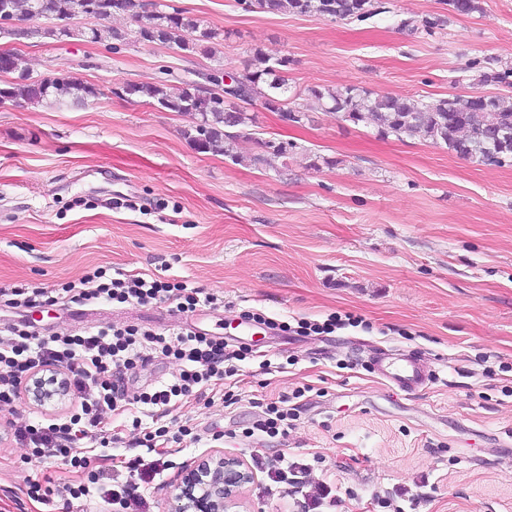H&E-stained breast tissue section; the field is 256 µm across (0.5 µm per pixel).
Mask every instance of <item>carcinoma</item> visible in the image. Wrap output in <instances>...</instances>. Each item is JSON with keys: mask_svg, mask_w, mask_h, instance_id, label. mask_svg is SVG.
I'll list each match as a JSON object with an SVG mask.
<instances>
[{"mask_svg": "<svg viewBox=\"0 0 512 512\" xmlns=\"http://www.w3.org/2000/svg\"><path fill=\"white\" fill-rule=\"evenodd\" d=\"M121 9L101 17L84 27L83 37L90 43L143 42L164 45L184 55H213L214 45L221 37L210 23L175 8L166 0H153L148 10L135 0H124ZM448 13L471 15L480 11V0H447ZM251 12L317 16L332 21L365 22L387 12L382 0H245ZM96 0H0V12L8 11L14 20L27 22L45 20L46 25L23 29L21 37L38 35L61 42L69 38L71 20L94 12ZM132 13L136 28L111 24L117 16ZM288 58L274 57L261 48L252 51L249 66L239 74L245 86L242 104L219 98L210 103L200 97V90H224V69L211 68L204 73L206 83L188 79L176 81L126 83L112 94L139 99L168 112H192L207 127L203 150L224 155L248 167L263 168L271 160L287 165L295 144L288 141L265 140L261 152L243 155L237 151L238 141L249 136L252 118L245 106L261 101L270 112H286L288 120L301 123L310 120V103L324 112L356 126H373L383 136L421 137L444 147L456 156L482 165L502 167L512 162V63L487 61L474 78L477 86H493L494 94L464 97L450 94L438 98H416L403 95H381L366 88L314 86L306 91L291 89L288 82ZM15 76L0 87V98L15 103L51 107L77 106L98 95V89L76 78H53L35 81L30 74L13 64Z\"/></svg>", "mask_w": 512, "mask_h": 512, "instance_id": "cac0c4a2", "label": "carcinoma"}]
</instances>
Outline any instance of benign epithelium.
I'll use <instances>...</instances> for the list:
<instances>
[{
  "label": "benign epithelium",
  "mask_w": 512,
  "mask_h": 512,
  "mask_svg": "<svg viewBox=\"0 0 512 512\" xmlns=\"http://www.w3.org/2000/svg\"><path fill=\"white\" fill-rule=\"evenodd\" d=\"M68 395L65 376L51 389L38 378L27 387V396L40 405L63 402ZM251 480L252 474L237 458H202L188 467L175 485L171 512H234L240 489Z\"/></svg>",
  "instance_id": "1"
}]
</instances>
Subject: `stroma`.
Instances as JSON below:
<instances>
[{"mask_svg":"<svg viewBox=\"0 0 512 512\" xmlns=\"http://www.w3.org/2000/svg\"><path fill=\"white\" fill-rule=\"evenodd\" d=\"M221 30L218 60L243 72L253 48L290 60L294 89L358 85L378 94L441 97L472 91L473 62L512 61V0H480L481 12L449 16L444 0H391L365 24L244 11L238 0H172ZM441 16L434 33L408 34L404 18ZM0 34V48L35 78L68 74L100 89L62 111L0 107V286L56 288L97 267L184 281L224 298L223 306L184 315L151 307L101 305L76 315L45 305L25 310L41 333L98 324L156 330L191 327L250 344L240 364L238 404L223 386L204 405L173 411L195 441L172 449L165 470L139 493L145 512H169L182 471L224 455L253 467L285 458L329 486L335 506L321 512H512V167L478 165L419 138L383 137L330 112L284 125L249 105L251 139L297 148L279 169L253 168L198 152L183 137L191 113L168 112L113 95L126 82L206 72L214 60L185 59L166 47L118 48ZM323 165H316V157ZM261 312L280 322L362 316V326L331 334L278 335L242 319ZM377 352L416 353L433 378L414 393L390 388L373 370ZM308 388L287 439L253 443L257 399ZM77 402L45 408L31 400L0 406V512H123L114 504L128 473L124 459L139 420L157 428L150 408L113 416L108 458L83 440L106 476L65 506L36 502L32 480L58 487L78 474L61 458L34 457L16 444V417L48 423ZM228 432L224 442L213 441ZM240 498L244 512H306L297 486L271 484L255 469Z\"/></svg>","mask_w":512,"mask_h":512,"instance_id":"obj_1","label":"stroma"}]
</instances>
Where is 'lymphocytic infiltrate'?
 I'll return each instance as SVG.
<instances>
[{"instance_id": "f902f5d3", "label": "lymphocytic infiltrate", "mask_w": 512, "mask_h": 512, "mask_svg": "<svg viewBox=\"0 0 512 512\" xmlns=\"http://www.w3.org/2000/svg\"><path fill=\"white\" fill-rule=\"evenodd\" d=\"M61 297L83 306L96 302L174 304L177 312H195L200 304L214 305L218 295L201 294L183 282L162 280L143 273L111 276L104 268L85 274L79 283L61 287ZM172 359L179 366L175 381L160 383L130 395L124 388L127 371L145 366L155 356ZM245 345H231L223 338L184 330L167 335L134 326H106L80 334L54 333L42 336L29 331L25 322L10 324L0 337V404L21 400L32 375L65 374L70 390L78 399V409L61 424L42 426L23 422L13 427V438L33 453H48L71 459L85 468L88 457L74 456L73 450L84 439H101L106 426L123 405L142 404L168 414L182 400L203 398L212 382L237 374L239 364L252 357ZM259 413L244 435L259 441L287 437L298 418V405L288 396L259 400ZM162 459L130 458L126 467L130 481L118 494L125 512H140V484L159 473Z\"/></svg>"}]
</instances>
